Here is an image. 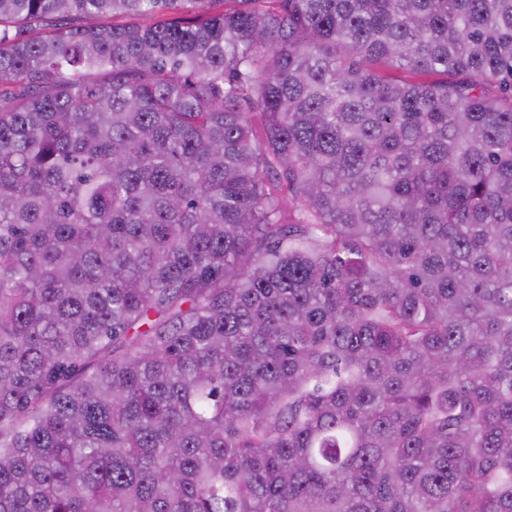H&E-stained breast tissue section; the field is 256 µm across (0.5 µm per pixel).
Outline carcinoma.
Returning a JSON list of instances; mask_svg holds the SVG:
<instances>
[{"label": "carcinoma", "mask_w": 512, "mask_h": 512, "mask_svg": "<svg viewBox=\"0 0 512 512\" xmlns=\"http://www.w3.org/2000/svg\"><path fill=\"white\" fill-rule=\"evenodd\" d=\"M0 512H512V0H0Z\"/></svg>", "instance_id": "carcinoma-1"}]
</instances>
